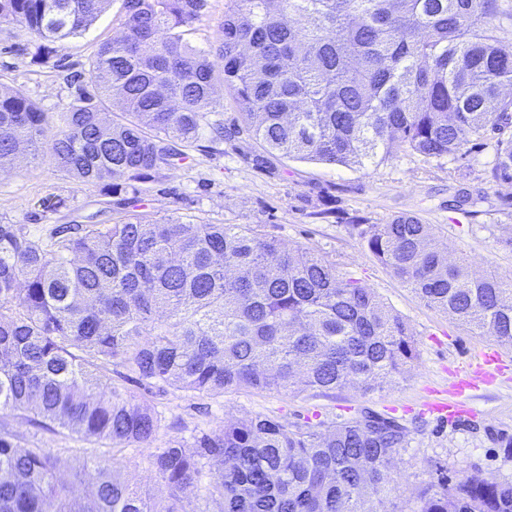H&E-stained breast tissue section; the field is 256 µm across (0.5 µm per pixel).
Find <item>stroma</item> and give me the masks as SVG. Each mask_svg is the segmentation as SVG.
I'll return each mask as SVG.
<instances>
[{
  "mask_svg": "<svg viewBox=\"0 0 512 512\" xmlns=\"http://www.w3.org/2000/svg\"><path fill=\"white\" fill-rule=\"evenodd\" d=\"M225 2L208 0L205 17L189 36L194 46L216 51ZM120 6V0H112L82 36L65 43L58 53L63 61L59 68L33 64L37 41L25 25L0 23V84L59 114L74 91L70 77L86 74V58L97 43L118 38L112 19ZM199 144L188 166L162 171L146 184L140 210L147 219L173 216L197 224H249L287 247L327 258L405 319L418 358L408 373L367 393L349 386L322 395L299 383L285 391L240 390L221 396L156 388L145 395L160 417L156 444L189 442L247 416H270L304 428L341 421L368 408L400 419L411 431L410 446L395 463L391 498L433 481L441 468L453 481L465 476L512 479V450L507 447L512 441V369L493 384L469 392L474 417L450 422L426 413L423 406L430 391L447 388L455 367L465 365L479 349L496 347V340L426 305L372 256L354 226L358 218L384 224L412 213L435 225L451 254L466 259L473 271L512 278V184L486 178L495 158L493 143L461 158H426L400 150L366 168L266 156L244 132L216 145L204 135ZM325 208L331 209L330 217H321ZM101 209L115 216V197L101 196L98 187L48 163L0 171V223L25 225L31 235L48 236L55 226ZM12 425L21 447L49 449L61 460L63 482L83 491L90 475L80 463L92 442L19 419ZM150 453L144 446L118 452L116 468L131 486L159 497L166 486L150 465Z\"/></svg>",
  "mask_w": 512,
  "mask_h": 512,
  "instance_id": "obj_1",
  "label": "stroma"
}]
</instances>
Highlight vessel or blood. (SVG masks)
I'll return each instance as SVG.
<instances>
[{
	"instance_id": "b4317fda",
	"label": "vessel or blood",
	"mask_w": 512,
	"mask_h": 512,
	"mask_svg": "<svg viewBox=\"0 0 512 512\" xmlns=\"http://www.w3.org/2000/svg\"><path fill=\"white\" fill-rule=\"evenodd\" d=\"M504 368L500 351L485 349L478 352L470 363L458 369L452 383L451 396L427 403V410L443 419L453 420L469 416L471 410L465 399L467 391L476 389L478 384L493 381Z\"/></svg>"
}]
</instances>
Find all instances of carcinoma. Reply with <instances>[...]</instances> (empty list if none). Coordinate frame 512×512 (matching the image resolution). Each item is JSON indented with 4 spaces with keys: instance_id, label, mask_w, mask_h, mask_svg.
<instances>
[{
    "instance_id": "1",
    "label": "carcinoma",
    "mask_w": 512,
    "mask_h": 512,
    "mask_svg": "<svg viewBox=\"0 0 512 512\" xmlns=\"http://www.w3.org/2000/svg\"><path fill=\"white\" fill-rule=\"evenodd\" d=\"M110 0H0L48 65ZM208 0H122L119 39L99 43L52 131L49 113L0 88V167L31 156L126 211L59 226L46 239L0 223V512H197L202 480L219 512H382L410 444L394 417L364 410L322 432L267 416L156 448L168 496L133 489L110 452L149 446L160 419L103 371L189 395L286 389L369 392L417 359L407 322L336 265L248 224L148 220L141 189L190 163L201 131L224 141L216 84L267 153L378 165L398 150L460 156L512 125V6L505 0H228L217 75L187 38ZM120 112L103 119L107 104ZM512 184V137L488 172ZM368 251L428 306L512 346V279L447 255L431 224L403 213L360 231ZM111 450L83 458L74 494L44 448H20L9 417ZM410 512H512V479L445 474L410 491Z\"/></svg>"
}]
</instances>
